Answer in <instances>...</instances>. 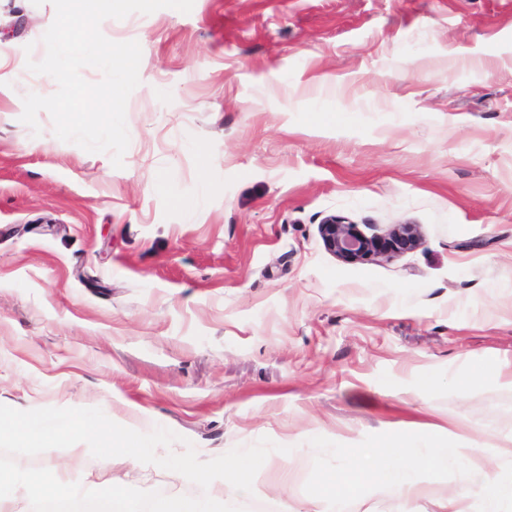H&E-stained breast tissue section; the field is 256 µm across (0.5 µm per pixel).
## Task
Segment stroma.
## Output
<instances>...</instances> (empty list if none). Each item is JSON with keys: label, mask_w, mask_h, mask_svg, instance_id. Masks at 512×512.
Instances as JSON below:
<instances>
[{"label": "stroma", "mask_w": 512, "mask_h": 512, "mask_svg": "<svg viewBox=\"0 0 512 512\" xmlns=\"http://www.w3.org/2000/svg\"><path fill=\"white\" fill-rule=\"evenodd\" d=\"M50 0H0V404L100 408L209 460L266 437L246 512H319L310 440L454 430L512 460V0H194L101 24L138 42L123 168L23 98ZM330 215L418 246L351 262ZM434 380L430 391L422 377ZM168 493L75 444L20 467ZM371 492L355 512H444Z\"/></svg>", "instance_id": "1"}]
</instances>
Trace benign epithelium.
<instances>
[{"label":"benign epithelium","instance_id":"obj_1","mask_svg":"<svg viewBox=\"0 0 512 512\" xmlns=\"http://www.w3.org/2000/svg\"><path fill=\"white\" fill-rule=\"evenodd\" d=\"M326 248L348 260H365L373 257L391 258L414 249L419 242L415 224H394L384 235H365L356 224L330 216L319 226Z\"/></svg>","mask_w":512,"mask_h":512}]
</instances>
